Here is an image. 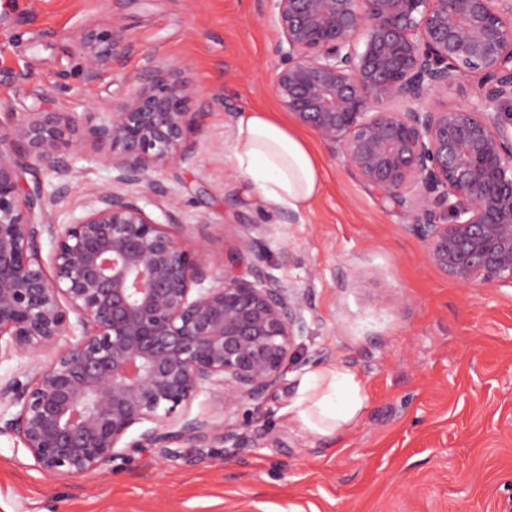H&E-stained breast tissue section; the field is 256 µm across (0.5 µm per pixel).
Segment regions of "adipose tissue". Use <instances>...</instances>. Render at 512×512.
<instances>
[{
	"label": "adipose tissue",
	"mask_w": 512,
	"mask_h": 512,
	"mask_svg": "<svg viewBox=\"0 0 512 512\" xmlns=\"http://www.w3.org/2000/svg\"><path fill=\"white\" fill-rule=\"evenodd\" d=\"M224 162L276 206L299 211L321 191L319 170L305 143L264 111L240 118ZM365 400L353 373L326 367L302 376L288 412L300 430L335 437L358 421Z\"/></svg>",
	"instance_id": "obj_1"
}]
</instances>
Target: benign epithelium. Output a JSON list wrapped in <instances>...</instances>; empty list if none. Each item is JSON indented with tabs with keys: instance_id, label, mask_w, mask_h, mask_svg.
<instances>
[{
	"instance_id": "benign-epithelium-1",
	"label": "benign epithelium",
	"mask_w": 512,
	"mask_h": 512,
	"mask_svg": "<svg viewBox=\"0 0 512 512\" xmlns=\"http://www.w3.org/2000/svg\"><path fill=\"white\" fill-rule=\"evenodd\" d=\"M265 2L282 108L406 215L431 264L463 286H512V0ZM127 41L118 24L82 32L84 81L120 72ZM185 71L150 56L123 102L97 113L86 135L106 146L116 187L94 190L72 224L52 223L40 170L68 172L73 121L0 120V359L50 356L31 381L0 382V436L45 474L97 470L121 444L177 457L234 440L208 414L171 415L215 385L226 412L260 401L304 336L301 294L256 269L216 272L185 247L177 206L153 218L123 190L159 191L161 168L194 161L203 110ZM469 76L475 102L429 104Z\"/></svg>"
}]
</instances>
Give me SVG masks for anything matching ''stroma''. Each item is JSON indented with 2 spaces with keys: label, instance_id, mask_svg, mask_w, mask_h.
<instances>
[{
  "label": "stroma",
  "instance_id": "obj_1",
  "mask_svg": "<svg viewBox=\"0 0 512 512\" xmlns=\"http://www.w3.org/2000/svg\"><path fill=\"white\" fill-rule=\"evenodd\" d=\"M119 24L123 69L80 79L77 36ZM278 32L263 0H0V116L43 108L76 125L123 99L153 54L186 64L211 102L192 139L193 164L167 167L164 190L141 189L159 216L178 204L182 238L216 271L243 233L260 264L305 298L306 331L280 383L223 411V388L190 407L228 421L223 448L124 450L101 469L49 476L0 437V512H512V286L464 288L431 266L406 216L364 184L278 103L271 77ZM264 110L308 145L321 191L298 212L267 204L224 162L238 118ZM93 143L65 156L71 172L40 175L54 223L79 217L113 171ZM355 374L358 423L322 438L284 409L298 379L325 366Z\"/></svg>",
  "mask_w": 512,
  "mask_h": 512
}]
</instances>
